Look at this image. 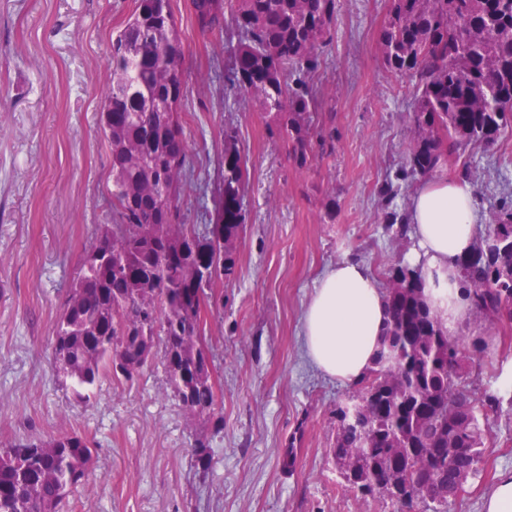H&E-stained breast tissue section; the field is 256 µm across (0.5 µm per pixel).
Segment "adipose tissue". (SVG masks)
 <instances>
[{"label":"adipose tissue","mask_w":512,"mask_h":512,"mask_svg":"<svg viewBox=\"0 0 512 512\" xmlns=\"http://www.w3.org/2000/svg\"><path fill=\"white\" fill-rule=\"evenodd\" d=\"M407 224L415 242L405 255L437 299L448 330L463 325L466 301L445 302L450 281L460 276L458 262L475 246L482 219L472 187L449 177L447 167L426 176L412 194ZM387 319V301L371 266L344 259L327 266L317 279L301 319L303 345L324 375L356 383L371 366Z\"/></svg>","instance_id":"adipose-tissue-1"}]
</instances>
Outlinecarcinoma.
I'll use <instances>...</instances> for the list:
<instances>
[{"mask_svg":"<svg viewBox=\"0 0 512 512\" xmlns=\"http://www.w3.org/2000/svg\"><path fill=\"white\" fill-rule=\"evenodd\" d=\"M197 28L237 34L228 79L255 93L300 169L332 143L317 81L336 0H191ZM385 68L414 84V137L402 177L424 176L495 145L512 126V0H389L378 34ZM182 41L170 0H138L112 37L110 80L100 132L112 158L115 223L103 224L67 291L53 331L59 375L89 401L106 377L132 380L160 356L171 395L214 432L217 394L205 339L208 293L235 274L247 160L232 128L209 224H186L181 193L194 181L179 106L186 94ZM460 293L500 333H512V204L496 211L473 253L459 263ZM224 274L205 278L209 269ZM388 320L372 367L355 383L352 409L336 407L331 454L343 486L389 500L395 512H450L463 483L479 472L490 436L468 368L487 357L481 336L450 334L427 302L418 270L387 264ZM214 450L195 439L194 466L206 476ZM91 441L75 432L21 440L0 449V512H57L88 475Z\"/></svg>","mask_w":512,"mask_h":512,"instance_id":"carcinoma-1","label":"carcinoma"}]
</instances>
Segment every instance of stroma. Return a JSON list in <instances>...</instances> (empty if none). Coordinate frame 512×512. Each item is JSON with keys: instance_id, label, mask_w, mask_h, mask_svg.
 Segmentation results:
<instances>
[{"instance_id": "stroma-1", "label": "stroma", "mask_w": 512, "mask_h": 512, "mask_svg": "<svg viewBox=\"0 0 512 512\" xmlns=\"http://www.w3.org/2000/svg\"><path fill=\"white\" fill-rule=\"evenodd\" d=\"M171 5L196 176L180 202L185 223L210 221L225 128L236 129L249 170L236 273L205 332L223 418L213 469L202 479L190 466L204 426L169 396L160 359L133 381L104 379L87 403L52 363L62 299L98 226L112 221L99 100L112 36L137 0H0V447L61 432L93 442L89 476L60 512H393L342 487L328 452L334 410L351 387L318 371L300 336L328 265L355 258L377 269L412 247L388 221L406 215L417 186L400 174L413 138L410 81L385 69L377 46L388 2L336 0L318 81L322 110L334 117V152L304 169L257 100L227 91V39L198 30L190 0ZM470 162L487 219L512 199V133ZM389 184L392 199L381 193ZM488 428V452L452 512H481L484 492L512 471V402L490 412Z\"/></svg>"}]
</instances>
